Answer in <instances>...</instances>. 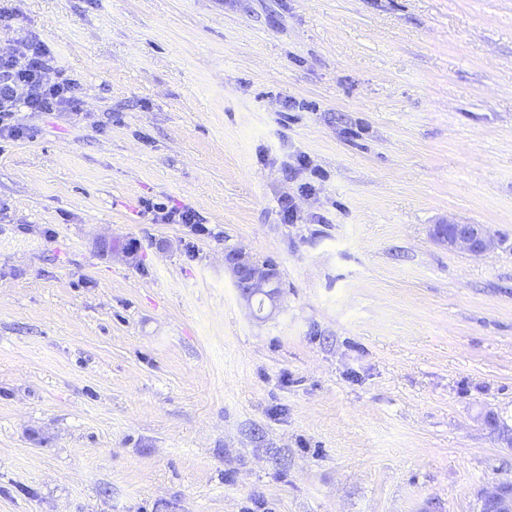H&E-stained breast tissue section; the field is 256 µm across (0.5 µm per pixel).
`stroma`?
I'll return each mask as SVG.
<instances>
[{
    "label": "stroma",
    "instance_id": "1",
    "mask_svg": "<svg viewBox=\"0 0 512 512\" xmlns=\"http://www.w3.org/2000/svg\"><path fill=\"white\" fill-rule=\"evenodd\" d=\"M21 36L82 110L0 137V512H481L512 483V0H0ZM465 223L495 248L434 236ZM447 225H437L435 235L448 249L462 247L471 253L481 254L491 250L495 245L493 237L481 224ZM224 267L231 273L234 286L243 299L249 302L254 296L261 295L270 301L271 309H276L279 296L273 292L278 276L275 266L254 261L241 250L230 249L224 252Z\"/></svg>",
    "mask_w": 512,
    "mask_h": 512
}]
</instances>
